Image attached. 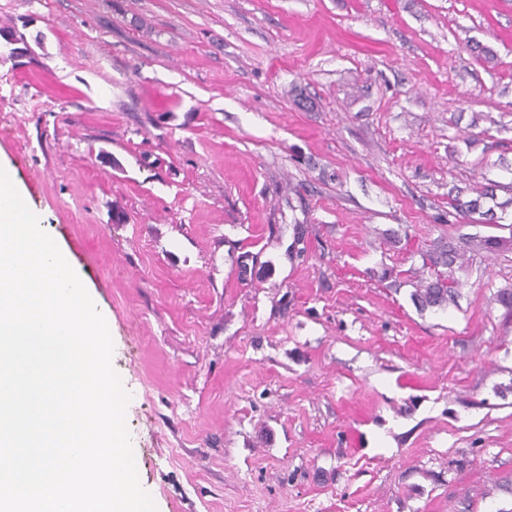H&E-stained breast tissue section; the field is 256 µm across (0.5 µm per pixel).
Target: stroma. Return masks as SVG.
<instances>
[{
  "mask_svg": "<svg viewBox=\"0 0 512 512\" xmlns=\"http://www.w3.org/2000/svg\"><path fill=\"white\" fill-rule=\"evenodd\" d=\"M0 30V166L108 324L157 512H512V252L410 298L419 249L512 237L449 205L512 182V0H0Z\"/></svg>",
  "mask_w": 512,
  "mask_h": 512,
  "instance_id": "1",
  "label": "stroma"
}]
</instances>
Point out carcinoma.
Wrapping results in <instances>:
<instances>
[{"label": "carcinoma", "instance_id": "cac0c4a2", "mask_svg": "<svg viewBox=\"0 0 512 512\" xmlns=\"http://www.w3.org/2000/svg\"><path fill=\"white\" fill-rule=\"evenodd\" d=\"M450 206L471 224L495 226L500 223L494 209H482L478 199L463 200L460 195L451 198ZM469 250H485L492 254L512 251V238L498 236L461 237L459 241L438 240L427 249L419 251L423 265L434 268V280L417 286L411 294L413 303L424 310L429 307H446L458 296V280L454 277V265Z\"/></svg>", "mask_w": 512, "mask_h": 512}]
</instances>
